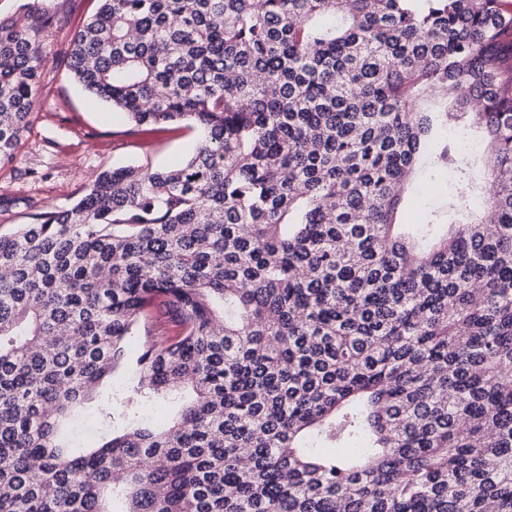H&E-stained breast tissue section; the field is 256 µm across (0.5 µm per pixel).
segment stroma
Listing matches in <instances>:
<instances>
[{
    "label": "stroma",
    "instance_id": "1",
    "mask_svg": "<svg viewBox=\"0 0 512 512\" xmlns=\"http://www.w3.org/2000/svg\"><path fill=\"white\" fill-rule=\"evenodd\" d=\"M52 14L54 29L42 36L47 59L35 109L20 144L16 162L0 168V233L27 224L32 214L72 207L102 171L115 165L172 167L196 147L195 129L150 143L131 135L121 112L92 100L60 66L58 58L71 34L96 7V0H38ZM448 177L415 175L401 220L417 223L421 213L438 207Z\"/></svg>",
    "mask_w": 512,
    "mask_h": 512
}]
</instances>
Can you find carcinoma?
Returning <instances> with one entry per match:
<instances>
[{
  "label": "carcinoma",
  "instance_id": "obj_1",
  "mask_svg": "<svg viewBox=\"0 0 512 512\" xmlns=\"http://www.w3.org/2000/svg\"><path fill=\"white\" fill-rule=\"evenodd\" d=\"M55 25L0 15V166ZM60 62L202 139L0 235V512H512V0H98ZM415 186L410 196L405 202L404 211L401 220L405 224H416L419 222L418 217L428 210L438 207L441 203V198L447 192L448 175L439 174L432 178L427 174L426 168H421L417 171L414 178ZM425 184H433L437 190L433 194L427 195L423 191Z\"/></svg>",
  "mask_w": 512,
  "mask_h": 512
}]
</instances>
